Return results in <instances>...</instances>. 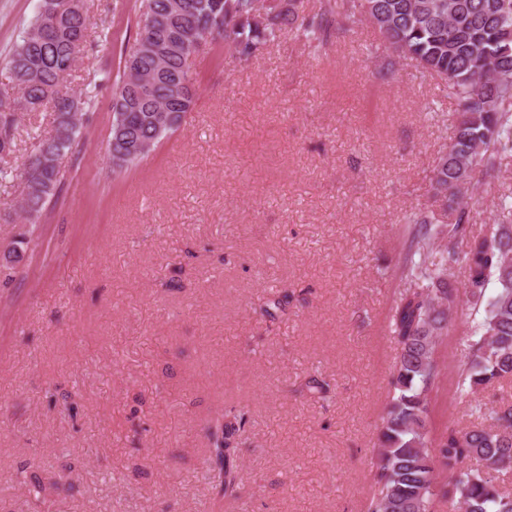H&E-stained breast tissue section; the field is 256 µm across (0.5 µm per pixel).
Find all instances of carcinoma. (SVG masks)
I'll use <instances>...</instances> for the list:
<instances>
[{"instance_id":"1","label":"carcinoma","mask_w":512,"mask_h":512,"mask_svg":"<svg viewBox=\"0 0 512 512\" xmlns=\"http://www.w3.org/2000/svg\"><path fill=\"white\" fill-rule=\"evenodd\" d=\"M42 10L24 27L6 66L12 86L0 90V158L11 154L23 112L51 104L52 128L20 165L0 167V179L23 181L19 211L40 219L67 181L65 159L78 153L80 116L94 96L75 91L69 77L87 53L91 17L71 0H39ZM258 0H140L136 37L120 51L112 81L107 152L128 171L176 132L192 110L197 75H188L189 33L198 41L254 57L288 35L319 55L335 39L370 24L379 46L416 63L422 77H439L455 99L450 145L430 179L431 203L404 216L410 243L401 265L407 288L391 316L399 353L375 448L376 491L368 512H512V492L498 476L512 469V405L475 398L481 423L452 426L433 440L428 393L439 375L437 350L459 302L453 280L464 270L466 296L480 316L467 334L458 389L477 395L512 378V193L498 195L499 221L470 226L466 199L476 178L492 186L501 161L512 157V0H274L254 17ZM246 413L224 414L206 429V477L223 497L239 494V442ZM476 461L478 467L464 464Z\"/></svg>"}]
</instances>
